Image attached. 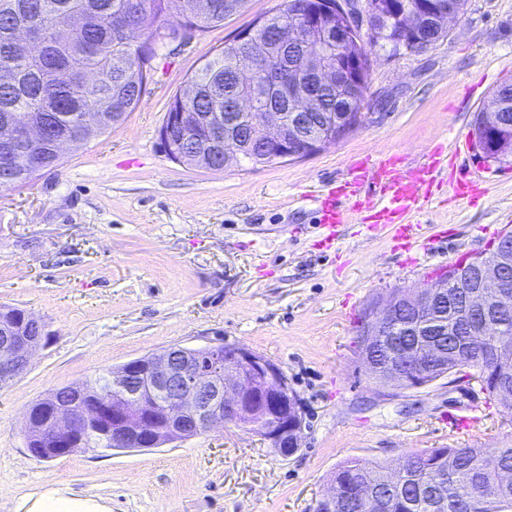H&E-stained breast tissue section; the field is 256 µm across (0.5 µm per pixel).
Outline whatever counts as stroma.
<instances>
[{
  "label": "stroma",
  "mask_w": 512,
  "mask_h": 512,
  "mask_svg": "<svg viewBox=\"0 0 512 512\" xmlns=\"http://www.w3.org/2000/svg\"><path fill=\"white\" fill-rule=\"evenodd\" d=\"M281 4L245 0L222 25L160 54L121 124L0 190V305L41 319L50 337L0 388V512L49 493L105 512H313L347 458L395 463L409 451L512 444V414L476 383L452 375L387 388L359 354L365 316L394 290L433 284L512 230V166L488 165L475 148L457 157L487 193L417 214L430 245L412 264L363 224L320 248L309 196L357 159L395 151L415 165L469 134L474 113L512 84V0H467L426 50L372 51L362 123L315 154L221 170L169 160L159 130L171 101ZM220 342L283 368L306 424L294 454L231 425L159 448L29 454L25 412L52 391L172 345ZM474 407L477 422L455 431L452 420Z\"/></svg>",
  "instance_id": "1"
}]
</instances>
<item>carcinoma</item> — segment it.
I'll use <instances>...</instances> for the list:
<instances>
[{"instance_id": "carcinoma-1", "label": "carcinoma", "mask_w": 512, "mask_h": 512, "mask_svg": "<svg viewBox=\"0 0 512 512\" xmlns=\"http://www.w3.org/2000/svg\"><path fill=\"white\" fill-rule=\"evenodd\" d=\"M179 5V21L196 20L205 31L224 22L225 0H212V14L194 18L190 0H0V68L7 67L14 74L7 85L0 83V129L15 115L38 120L50 112L57 134L61 137L77 136L87 127L93 131L85 139L102 134L119 124L136 104L134 76L150 64L155 54L145 55L133 45L125 43L122 33L113 27V15L124 25L141 29L149 24L164 21L170 3ZM78 11L86 17V24L70 33L65 40L59 30L66 24L67 16ZM27 20L45 31L41 42L26 55L12 51L13 24ZM397 32L392 30L364 40L366 47L390 46L395 54L400 52ZM254 50L258 54L276 52L273 29L260 32ZM233 44L228 43L198 70V97L181 105L184 112H199L201 124L208 125V112L224 111V99L233 98L238 89L233 83ZM95 66L99 69L101 83L90 89L80 81L68 84L56 81L60 69L79 72ZM53 159V143L44 141L26 146L17 157V171L13 184L21 185L32 178L35 166H47ZM464 305L463 289L452 288L448 306L437 310L439 319L454 321ZM450 346L448 374L463 368H472L464 354L455 351L454 337H448ZM443 459L447 467L448 497L452 499V512H512V478L500 480L498 492L492 497L480 493V487L498 476L493 464L512 471V444L501 448H434L411 452L406 455V472L400 474L390 464L365 459L345 460L336 469L334 480L353 487H369L389 491L403 484L405 495L415 503L412 512H434L427 497L423 465Z\"/></svg>"}]
</instances>
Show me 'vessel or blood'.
<instances>
[{
	"instance_id": "obj_1",
	"label": "vessel or blood",
	"mask_w": 512,
	"mask_h": 512,
	"mask_svg": "<svg viewBox=\"0 0 512 512\" xmlns=\"http://www.w3.org/2000/svg\"><path fill=\"white\" fill-rule=\"evenodd\" d=\"M467 137H457L454 149L437 145L428 159L409 166L397 153L388 152L377 160H357L347 178L325 192L317 208L323 231L320 246L331 247L339 227L359 222L378 233L390 235L395 250L410 253L423 248L420 227L413 218L423 207L440 200L441 188H448L454 201L475 202L486 192L476 173L452 171L449 155L469 151Z\"/></svg>"
}]
</instances>
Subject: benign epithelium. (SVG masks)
<instances>
[{
	"mask_svg": "<svg viewBox=\"0 0 512 512\" xmlns=\"http://www.w3.org/2000/svg\"><path fill=\"white\" fill-rule=\"evenodd\" d=\"M460 12V0H447L437 8L429 0H336L334 5L293 12L276 26V33L280 51L298 53L296 63L272 69L245 52L237 57L235 71L251 91L236 98L219 161L213 162L205 153L186 152L184 144L198 120L193 112L166 114L159 130L162 148L174 163L210 169L240 164L244 158L257 166L311 155L335 142L344 128L360 122V113L355 111L342 115L328 112L321 127L309 130L307 119L323 112V103L304 87L310 81L333 87L349 99L359 98L366 55L357 31L374 28L384 32L394 27L401 33L404 48L421 51L440 40ZM302 28L320 39L324 51L309 50L300 38ZM199 32L196 25L183 23L167 31L162 48L173 52ZM270 74L279 88L288 92L286 109L267 99L266 83L253 81L255 76ZM486 112L487 146L500 156L511 157L512 121L507 106L494 98ZM10 130L9 139H0V157L6 165L13 162L18 144L33 145L51 135L43 121L32 125L14 119ZM511 266L512 254L504 253L480 265L472 281H461L451 273L430 287L394 291L382 314L366 318L360 331L364 363L380 375L381 385L413 383L421 387L429 368L448 374V351L436 339L418 340L405 365L381 360V354L391 349L383 332L392 327L401 308L409 307L416 317H423L432 303L446 297L449 284L454 283L468 289L470 309L491 307L506 319L512 316ZM48 340L44 324L26 312L13 323L0 318V386L25 371L33 353ZM490 342L491 360L512 362L511 338L492 336ZM94 388L109 395L110 403H100L89 396L90 387L75 383L68 386L73 401L62 402L53 394L27 409L24 437L33 457H44V449L34 447L38 440L49 442L56 455L66 456L80 443L158 448L224 425L262 436L283 456L301 447V405L283 369L242 346H171L107 371L97 377ZM340 497L341 489L331 483L316 512H331Z\"/></svg>",
	"mask_w": 512,
	"mask_h": 512,
	"instance_id": "7a95c632",
	"label": "benign epithelium"
}]
</instances>
